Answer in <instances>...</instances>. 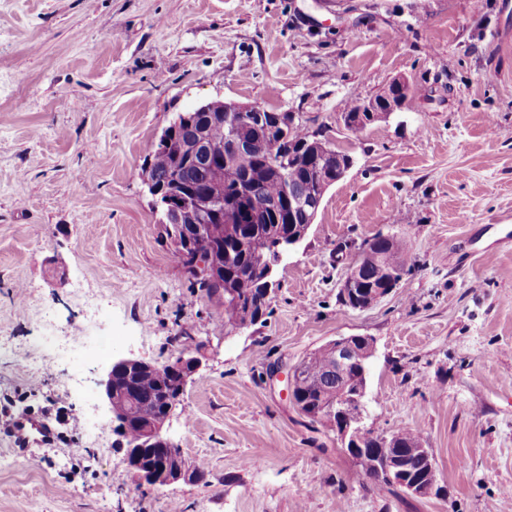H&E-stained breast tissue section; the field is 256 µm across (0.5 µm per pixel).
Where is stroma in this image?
Listing matches in <instances>:
<instances>
[{
    "mask_svg": "<svg viewBox=\"0 0 512 512\" xmlns=\"http://www.w3.org/2000/svg\"><path fill=\"white\" fill-rule=\"evenodd\" d=\"M398 79L412 106L353 135L347 105ZM217 99L353 158L237 333L141 176L175 115ZM378 233L406 241L405 274L346 308ZM341 336L375 341L365 425L419 432L440 494L372 485L289 401L288 368ZM181 352L200 367L163 434L206 478L140 488L99 382ZM24 412L58 434L36 465L9 434ZM509 486L512 0H0V512H512Z\"/></svg>",
    "mask_w": 512,
    "mask_h": 512,
    "instance_id": "35a3bbf8",
    "label": "stroma"
}]
</instances>
